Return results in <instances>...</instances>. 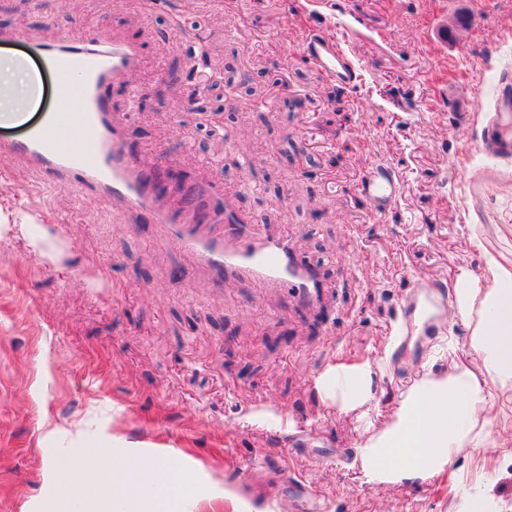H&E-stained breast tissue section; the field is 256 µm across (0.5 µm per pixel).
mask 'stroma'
<instances>
[{
    "mask_svg": "<svg viewBox=\"0 0 512 512\" xmlns=\"http://www.w3.org/2000/svg\"><path fill=\"white\" fill-rule=\"evenodd\" d=\"M87 24L148 61L131 153L206 164L325 288L307 306L224 285L165 225L0 158V206L37 214L60 250L0 237V512H45L67 485L50 463L101 448L178 461L184 512H469L476 496L512 512V400L429 480L374 482L359 459L410 382L468 350L453 311L395 341L409 282L453 291L487 253L512 269V156L485 147L512 0H0V30ZM315 25L342 36L355 88L304 52ZM377 164L400 185L382 215L356 191ZM366 364L367 401L341 410L320 377L335 370L341 393Z\"/></svg>",
    "mask_w": 512,
    "mask_h": 512,
    "instance_id": "35a3bbf8",
    "label": "stroma"
}]
</instances>
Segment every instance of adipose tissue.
Returning <instances> with one entry per match:
<instances>
[{
	"mask_svg": "<svg viewBox=\"0 0 512 512\" xmlns=\"http://www.w3.org/2000/svg\"><path fill=\"white\" fill-rule=\"evenodd\" d=\"M19 51L0 55V83L14 96L0 124L21 123L36 110L40 82L35 62L18 66ZM459 319L469 328L467 358L451 360L441 377H421L408 389L389 422L361 450L363 469L394 482L426 480L453 464L461 448L490 438L488 411L495 393L512 394V271L485 256L481 277L461 274L454 290ZM69 472L67 500L82 512H170L184 473L171 461L143 455L115 464L107 449L96 462L68 460L51 472Z\"/></svg>",
	"mask_w": 512,
	"mask_h": 512,
	"instance_id": "1",
	"label": "adipose tissue"
}]
</instances>
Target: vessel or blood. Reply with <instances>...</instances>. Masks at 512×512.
Returning a JSON list of instances; mask_svg holds the SVG:
<instances>
[{
  "label": "vessel or blood",
  "instance_id": "b4317fda",
  "mask_svg": "<svg viewBox=\"0 0 512 512\" xmlns=\"http://www.w3.org/2000/svg\"><path fill=\"white\" fill-rule=\"evenodd\" d=\"M23 42L39 54L61 84L79 96V111L59 103L24 138L1 141L0 153L19 155L39 170L44 184L67 179L80 195L102 196L123 208L130 217L147 214L152 223L167 227V237L181 254L197 259L225 283L253 280L287 292L306 304L315 303L322 288L318 272L297 262L292 243L272 225L239 214L229 194L213 205L223 232L199 236L187 225L170 221L167 208L158 206L149 191L152 169L142 164L124 145L129 115L111 111L107 91L120 84L129 100H136L137 76L143 66L140 49L97 31L61 33L48 44L31 31H0V44ZM306 52L338 82L356 87L358 73L340 41L319 30L309 31ZM494 110L502 120L498 146L512 152V75H505ZM89 142L90 150L74 147V140ZM371 198L376 211H384L397 193L388 167L370 168L357 186Z\"/></svg>",
  "mask_w": 512,
  "mask_h": 512
}]
</instances>
